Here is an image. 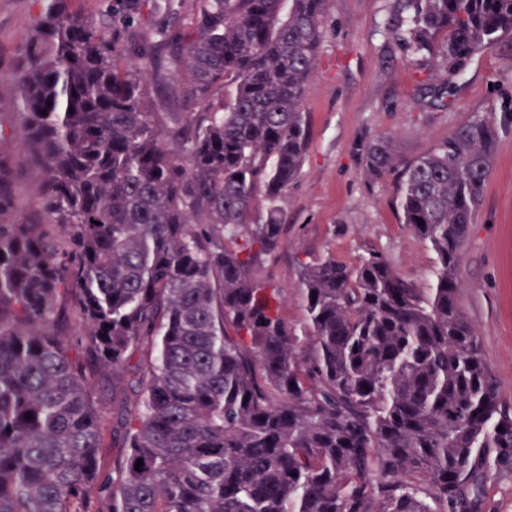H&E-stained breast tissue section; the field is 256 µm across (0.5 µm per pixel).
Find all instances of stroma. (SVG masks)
Segmentation results:
<instances>
[{
    "mask_svg": "<svg viewBox=\"0 0 512 512\" xmlns=\"http://www.w3.org/2000/svg\"><path fill=\"white\" fill-rule=\"evenodd\" d=\"M38 12L37 0H0V53L19 51ZM403 15L401 0H325L317 70L303 103L309 146L281 200L288 230L261 274L282 289L280 315L295 331L306 316L299 264L314 257L332 254L353 266L378 253L415 287L431 288L436 255L401 222L397 176L368 178L363 147L388 135L408 160L442 144L473 114L493 113L494 166L459 277L482 358L512 402V39L468 61L451 94L439 98L443 60L404 51Z\"/></svg>",
    "mask_w": 512,
    "mask_h": 512,
    "instance_id": "stroma-1",
    "label": "stroma"
}]
</instances>
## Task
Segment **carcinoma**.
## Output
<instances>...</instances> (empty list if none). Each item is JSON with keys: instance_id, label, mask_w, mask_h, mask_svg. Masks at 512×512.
Returning <instances> with one entry per match:
<instances>
[{"instance_id": "obj_1", "label": "carcinoma", "mask_w": 512, "mask_h": 512, "mask_svg": "<svg viewBox=\"0 0 512 512\" xmlns=\"http://www.w3.org/2000/svg\"><path fill=\"white\" fill-rule=\"evenodd\" d=\"M38 2L0 57V512H481L512 471V406L459 279L491 117L408 163L390 137L365 145L372 178H399L435 287L376 253L305 262L302 347L259 267L307 151L324 0H200L186 40L167 19L133 38L149 0H101L98 21ZM407 2L406 50L445 34V93L512 36V0ZM100 371L138 396L110 441Z\"/></svg>"}]
</instances>
